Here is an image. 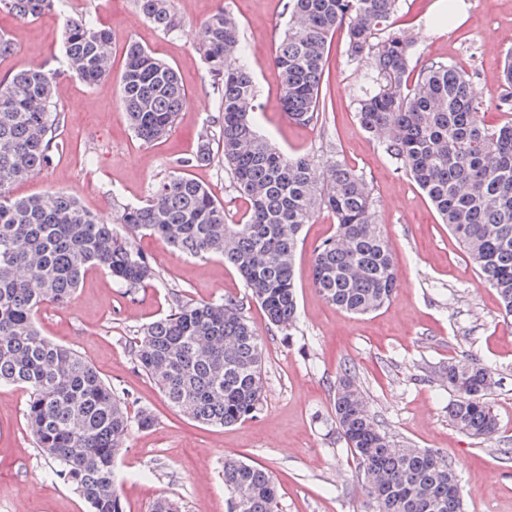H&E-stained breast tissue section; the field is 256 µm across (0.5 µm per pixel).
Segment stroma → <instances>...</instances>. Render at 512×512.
I'll return each instance as SVG.
<instances>
[{"label":"stroma","mask_w":512,"mask_h":512,"mask_svg":"<svg viewBox=\"0 0 512 512\" xmlns=\"http://www.w3.org/2000/svg\"><path fill=\"white\" fill-rule=\"evenodd\" d=\"M468 16L448 26V0H402L396 28L414 43L410 67L455 64L473 73L486 96L501 93V65L512 43V0H467ZM241 30L258 90L259 131L286 154L313 153L320 166L346 160L369 182L375 210L395 257L398 287L378 311L357 316L326 304L312 285L316 245L336 230L320 212L303 230L295 258L298 322L292 332L269 324L236 271L223 258L196 259L162 240L134 236L156 277L129 293L101 271L81 282L75 300L43 304L44 336L71 347L123 392L130 413L151 411L152 428L133 431L116 460L126 512H151L156 499L175 500L180 512H226L222 467L228 456L264 467L278 489V512H360L365 490L357 463L338 433L332 411L339 377L352 372L371 413L393 439L447 452L455 464L465 512H512V320L500 314L497 293L477 274L428 198L399 163L359 125L356 95L370 63L345 55L346 32L332 37L324 67L322 122L293 123L281 106L280 83L269 59L282 35L283 0H226ZM180 28L164 34L145 21L133 0H57L34 20L0 12V35L13 55L0 57V79L42 61L58 73L62 138L67 148L38 175L17 183L18 197L75 195L81 206L111 221L115 203L143 200L177 159L195 154L222 114L198 50L215 0H173ZM81 12L112 37V74L95 86L79 80L62 51L65 15ZM136 42L177 72L189 94L166 139L144 143L133 133L119 100L125 48ZM224 205L228 223L247 210L221 163L190 168ZM234 298L265 341V402L253 418L229 427L193 422L171 408L138 367L131 338L160 318L175 299ZM470 358L493 382L487 401L499 432L481 441L448 419L454 394L441 378L449 360ZM29 392L0 387V512H88L75 491L53 478L52 460L35 447L24 421Z\"/></svg>","instance_id":"obj_1"}]
</instances>
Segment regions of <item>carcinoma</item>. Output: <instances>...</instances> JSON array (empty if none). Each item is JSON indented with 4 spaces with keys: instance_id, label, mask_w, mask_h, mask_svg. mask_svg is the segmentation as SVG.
<instances>
[{
    "instance_id": "1",
    "label": "carcinoma",
    "mask_w": 512,
    "mask_h": 512,
    "mask_svg": "<svg viewBox=\"0 0 512 512\" xmlns=\"http://www.w3.org/2000/svg\"><path fill=\"white\" fill-rule=\"evenodd\" d=\"M55 2L0 0V10L36 19ZM399 2L285 0L286 28L273 55L282 106L297 124L318 122L327 45L347 28L348 61L359 66L375 57L357 96L360 125L425 192L497 291L502 316L512 318V121L490 128L481 116L490 108L512 112V52L503 67L508 91L496 98L483 97L474 75L452 63L428 62L410 82L413 42L392 27ZM134 6L165 33L181 25L172 0H134ZM63 30L76 76L89 86L108 78V32L83 15L65 17ZM199 51L222 112L219 130L154 183L145 201L117 210L111 224L68 193L13 196L17 182L64 151L62 118L51 70L24 69L0 81V385L29 391L24 419L36 448L89 512H125L115 457L133 430L152 427L154 417L129 416L126 399L92 365L41 334L37 312L46 302H72L93 269L131 293L156 276L115 225L154 235L187 256L224 258L282 331L297 320L294 259L301 233L322 210L336 219L335 233L314 250L312 283L322 298L364 315L388 303L397 288L394 257L363 175L336 159L318 180L314 156L287 155L257 130L255 77L230 10L206 20ZM119 88L130 126L146 143L171 131L188 99L174 68L137 43L126 49ZM214 141L235 191L248 202L236 224L227 223L224 206L187 173L215 159ZM134 356L167 403L201 424L230 426L261 410L264 341L233 298L176 304L138 332ZM445 375L456 396L449 420L476 439H493L498 419L486 401L492 382L485 369L472 359L453 360ZM334 413L365 488L363 512H463L448 454L396 444L349 373L336 386ZM224 488L227 512H277V488L260 466L224 458Z\"/></svg>"
}]
</instances>
